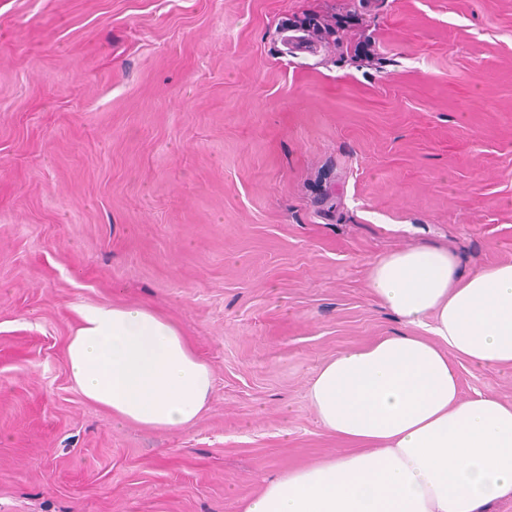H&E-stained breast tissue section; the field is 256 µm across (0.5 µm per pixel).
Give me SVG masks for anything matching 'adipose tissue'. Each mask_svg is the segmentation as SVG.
Listing matches in <instances>:
<instances>
[{
  "label": "adipose tissue",
  "instance_id": "1",
  "mask_svg": "<svg viewBox=\"0 0 512 512\" xmlns=\"http://www.w3.org/2000/svg\"><path fill=\"white\" fill-rule=\"evenodd\" d=\"M367 278L403 331L337 352L307 390L350 450L265 481L240 512H490L512 496V403L464 397L455 368H512V262L466 272L419 244L372 259ZM78 316L66 365L88 400L121 424L196 423L212 374L173 322L128 304Z\"/></svg>",
  "mask_w": 512,
  "mask_h": 512
}]
</instances>
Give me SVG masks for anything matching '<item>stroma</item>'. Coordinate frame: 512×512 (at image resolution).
I'll return each instance as SVG.
<instances>
[{
    "label": "stroma",
    "mask_w": 512,
    "mask_h": 512,
    "mask_svg": "<svg viewBox=\"0 0 512 512\" xmlns=\"http://www.w3.org/2000/svg\"><path fill=\"white\" fill-rule=\"evenodd\" d=\"M422 243L512 262V0H0V512H239L343 452L309 380L401 331L367 266ZM112 301L209 366L193 427L70 378Z\"/></svg>",
    "instance_id": "obj_1"
}]
</instances>
